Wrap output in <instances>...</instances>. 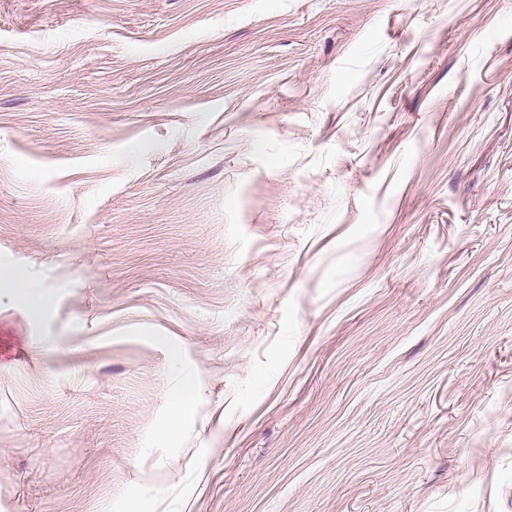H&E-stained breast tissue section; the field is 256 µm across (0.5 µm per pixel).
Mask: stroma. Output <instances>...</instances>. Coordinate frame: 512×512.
I'll list each match as a JSON object with an SVG mask.
<instances>
[{"instance_id": "obj_1", "label": "stroma", "mask_w": 512, "mask_h": 512, "mask_svg": "<svg viewBox=\"0 0 512 512\" xmlns=\"http://www.w3.org/2000/svg\"><path fill=\"white\" fill-rule=\"evenodd\" d=\"M0 267V512H512V0H0ZM39 289L20 280L12 270L0 268V293L7 291L27 296L33 313H38L45 303V296ZM194 401L186 398L180 390H176L170 400L165 431L167 436L174 437L182 423L192 414Z\"/></svg>"}]
</instances>
